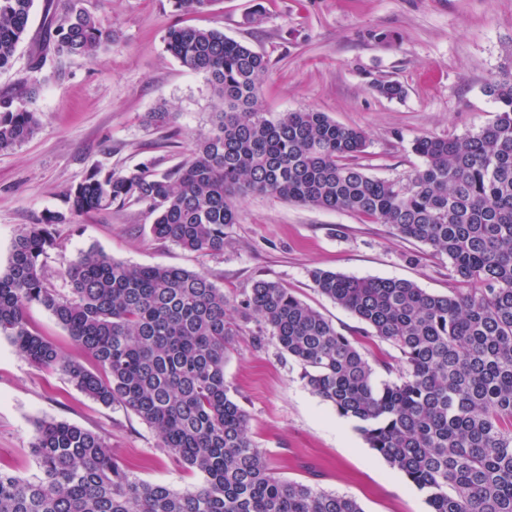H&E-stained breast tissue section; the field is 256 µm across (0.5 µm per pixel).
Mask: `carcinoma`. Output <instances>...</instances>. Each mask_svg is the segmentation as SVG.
Instances as JSON below:
<instances>
[{
    "instance_id": "obj_1",
    "label": "carcinoma",
    "mask_w": 512,
    "mask_h": 512,
    "mask_svg": "<svg viewBox=\"0 0 512 512\" xmlns=\"http://www.w3.org/2000/svg\"><path fill=\"white\" fill-rule=\"evenodd\" d=\"M177 14L215 0H169ZM34 0H0V71L12 66ZM49 40L18 88L0 94V151L31 138L47 59L94 60L112 27L84 0H46ZM166 49L213 92L210 128L164 170L95 168L62 194L64 208L14 235L0 271V336L38 369L59 370L82 393L122 406L153 428L159 447L205 484L180 493L145 482L105 438L66 421L38 424L30 449L38 474L0 466V512H364L347 495L282 480L249 434V418L224 378L238 318L257 323L301 366L305 385L354 423L370 448L425 496L429 512H512V73L488 84L494 120L475 133L422 135V165L405 178L368 175L352 159L365 134L311 109L269 116L261 97L269 61L217 29L171 26ZM249 195L351 211L448 258L463 288L433 294L412 281L314 269V288L400 354L380 379L358 342L280 283L257 280L241 300L206 273L79 253L67 288L45 272L57 226L113 207L155 214L153 236L202 255L224 252L235 200ZM50 311L97 364L64 357L34 332L29 306Z\"/></svg>"
}]
</instances>
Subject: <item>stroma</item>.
I'll list each match as a JSON object with an SVG mask.
<instances>
[{
  "instance_id": "35a3bbf8",
  "label": "stroma",
  "mask_w": 512,
  "mask_h": 512,
  "mask_svg": "<svg viewBox=\"0 0 512 512\" xmlns=\"http://www.w3.org/2000/svg\"><path fill=\"white\" fill-rule=\"evenodd\" d=\"M44 5L35 0L14 65L0 73V92L27 75L45 34ZM85 6L111 23L114 41L96 60L64 62L63 76L40 88L36 134L0 151V270L17 229L61 210L63 192L92 168L152 163L166 169L184 158L194 133L209 128L211 87L167 52L163 36L171 25L218 29L264 54L270 62L261 86L266 109H313L362 130L367 144L356 162L381 179L420 166L411 150L416 137L460 136L491 123L497 105L486 87L512 71V0H216L208 12L190 15L174 13L169 0H85ZM258 7L263 23L245 24V14ZM384 82L401 84L404 95L378 94L375 86ZM160 107L169 123L149 125L146 114ZM236 206L238 221L225 226L218 255L157 240L152 215L139 205L75 218L59 225L46 273L56 288H65L69 262L97 248L125 263L206 272L237 299L256 280L276 281L360 341L381 379L398 368V351L363 338L362 323L315 290L311 271L405 279L433 294L459 287L446 257L359 214L259 195ZM27 317L68 357L94 368L50 312L35 304ZM255 328L242 325L224 377L276 475L351 496L364 512H428L423 496L368 447L351 421L306 387L300 366L273 340L254 345ZM44 419L105 436L115 457L141 480L179 492L204 482L200 472L159 448L156 433L131 411L92 400L61 372L31 366L0 336V464L24 478L37 473L30 445Z\"/></svg>"
}]
</instances>
